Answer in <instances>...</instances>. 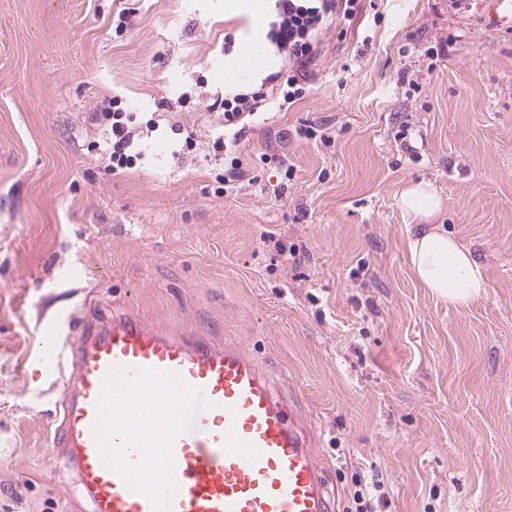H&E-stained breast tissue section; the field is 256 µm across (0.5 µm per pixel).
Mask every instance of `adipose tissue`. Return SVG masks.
I'll return each mask as SVG.
<instances>
[{"mask_svg":"<svg viewBox=\"0 0 512 512\" xmlns=\"http://www.w3.org/2000/svg\"><path fill=\"white\" fill-rule=\"evenodd\" d=\"M398 203L412 220L407 227L406 259L421 287L456 309L485 295L489 283L483 265L437 223L445 203L436 189L426 181L409 183Z\"/></svg>","mask_w":512,"mask_h":512,"instance_id":"obj_1","label":"adipose tissue"}]
</instances>
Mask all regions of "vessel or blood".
I'll return each mask as SVG.
<instances>
[{"label": "vessel or blood", "mask_w": 512, "mask_h": 512, "mask_svg": "<svg viewBox=\"0 0 512 512\" xmlns=\"http://www.w3.org/2000/svg\"><path fill=\"white\" fill-rule=\"evenodd\" d=\"M474 3L493 27L512 32V0ZM63 354L72 373L55 442L91 512H153L145 496L101 463L91 435L102 379L114 365L178 372L214 404L174 445L179 489L171 512H331L309 436L241 348L112 316L75 326Z\"/></svg>", "instance_id": "vessel-or-blood-1"}]
</instances>
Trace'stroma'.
I'll return each mask as SVG.
<instances>
[{
  "instance_id": "1",
  "label": "stroma",
  "mask_w": 512,
  "mask_h": 512,
  "mask_svg": "<svg viewBox=\"0 0 512 512\" xmlns=\"http://www.w3.org/2000/svg\"><path fill=\"white\" fill-rule=\"evenodd\" d=\"M249 40L224 0H0V512H78L58 347L115 311L262 364L333 512L375 482L377 512H512V33L467 2L372 0L317 32L310 92L283 110L233 73ZM260 86L245 175L217 193L212 103ZM115 97L157 122L116 175ZM311 123L331 143L299 137ZM420 179L486 270L467 307L408 268L398 195Z\"/></svg>"
}]
</instances>
